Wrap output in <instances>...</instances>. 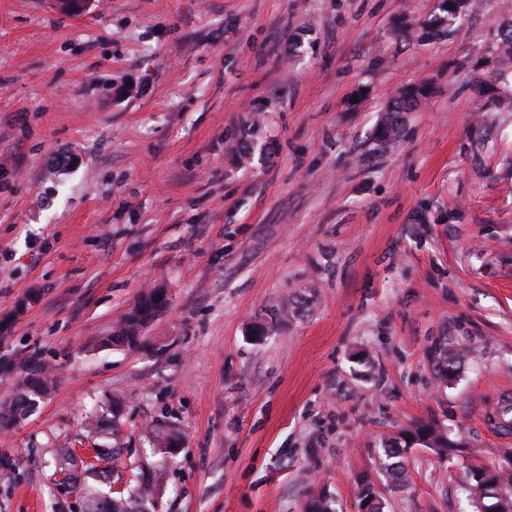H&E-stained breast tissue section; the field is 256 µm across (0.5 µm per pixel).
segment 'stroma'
I'll list each match as a JSON object with an SVG mask.
<instances>
[{
    "mask_svg": "<svg viewBox=\"0 0 512 512\" xmlns=\"http://www.w3.org/2000/svg\"><path fill=\"white\" fill-rule=\"evenodd\" d=\"M439 14L0 0V359L55 375L0 430V512H83L98 482L64 481L62 445L118 448L116 493L165 470L154 512H355L365 479L386 512H474L466 473L512 457V7L467 0L425 36ZM157 284L142 347L99 346ZM93 413L120 443L88 434ZM418 422L451 446L410 448L392 482L382 444ZM157 426L182 434L175 457ZM405 112L400 108L387 109L383 120L379 124L378 139L384 143H391L400 137L399 130L404 124Z\"/></svg>",
    "mask_w": 512,
    "mask_h": 512,
    "instance_id": "1",
    "label": "stroma"
}]
</instances>
